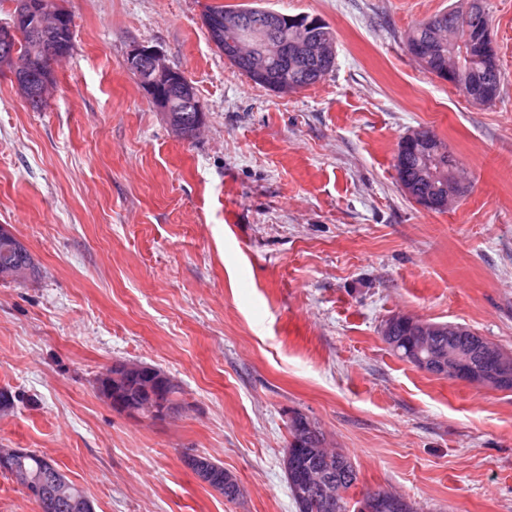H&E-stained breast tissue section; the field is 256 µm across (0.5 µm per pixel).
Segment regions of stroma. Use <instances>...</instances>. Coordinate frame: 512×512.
<instances>
[{
  "label": "stroma",
  "mask_w": 512,
  "mask_h": 512,
  "mask_svg": "<svg viewBox=\"0 0 512 512\" xmlns=\"http://www.w3.org/2000/svg\"><path fill=\"white\" fill-rule=\"evenodd\" d=\"M213 0H65L74 48L33 111L0 73V225L38 272L0 280V448L53 459L95 512H297L282 458L306 416L363 488L419 512H512V391L434 376L388 348L403 313L512 355V0H485L504 74L481 105L407 51L455 0H223L320 17L334 70L280 96L209 41ZM154 47L197 88L174 132L128 68ZM433 130L465 191L403 192L400 139ZM118 361L157 367L185 412L130 419L99 395ZM221 463L226 501L184 457Z\"/></svg>",
  "instance_id": "1"
}]
</instances>
